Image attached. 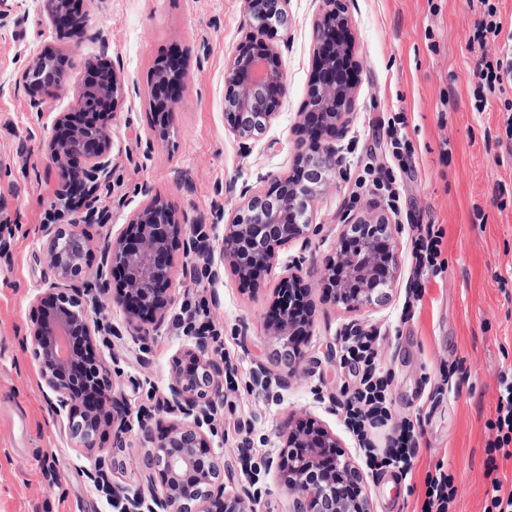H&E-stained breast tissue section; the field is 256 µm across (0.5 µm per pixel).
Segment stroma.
Instances as JSON below:
<instances>
[{"mask_svg": "<svg viewBox=\"0 0 512 512\" xmlns=\"http://www.w3.org/2000/svg\"><path fill=\"white\" fill-rule=\"evenodd\" d=\"M344 4L357 62L356 103L337 142L342 160L314 208L317 232L281 247L272 274L257 287L229 268L218 281L195 282L182 251H175L176 304L157 335L134 336L121 310L101 307L96 316L113 332L99 337V350L132 419L155 427L174 422L161 402L191 343L175 318L189 293L203 288L221 352L237 367L211 430L224 460V490L239 494L249 486L238 461L242 439L251 440L261 468L303 411L364 464L340 408L354 383L344 337L352 328L377 330L392 418L420 420L422 437L411 473H368L374 512H420L425 476L439 465L454 478L451 512H484L490 465L512 487V459H491L497 432L487 426L500 373L512 367V139L504 99L474 108L468 40L479 15L466 0ZM318 8L319 0H289L286 25L267 34L283 57L286 95L263 138L247 150L224 127V70L248 30L244 0H82L87 28L77 43L51 25L35 0L0 8V512H115L108 494L86 478L87 457L67 438V420L53 410L55 397L29 342L34 300L54 277L43 253L47 226L79 221L100 245L158 195L189 223L204 225L220 247L225 213L294 171L297 126L316 65ZM48 46L71 52L78 66L38 111L18 81L28 59ZM103 54L119 69L126 95L112 121L111 177L97 193L92 219L80 208L57 210L63 185L42 141L57 113L74 109L68 88L80 82L82 62ZM162 58L181 59L186 72L175 129L165 141L154 139L149 109L152 70ZM398 112L405 125L396 153L380 122ZM368 163L402 183L397 210L382 190L363 182ZM381 213L393 226L403 266L389 302L360 312L333 305L318 282L344 220ZM415 224L443 228L445 266L426 276L422 298L409 307L405 268ZM288 268L313 287V334L294 377L264 326L277 276ZM262 366L273 374L267 390L253 381ZM123 448L125 465L108 469L110 481L146 484L138 461L148 446L138 430L126 435Z\"/></svg>", "mask_w": 512, "mask_h": 512, "instance_id": "obj_1", "label": "stroma"}]
</instances>
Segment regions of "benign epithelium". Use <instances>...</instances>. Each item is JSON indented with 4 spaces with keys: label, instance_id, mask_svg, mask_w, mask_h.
Returning <instances> with one entry per match:
<instances>
[{
    "label": "benign epithelium",
    "instance_id": "obj_1",
    "mask_svg": "<svg viewBox=\"0 0 512 512\" xmlns=\"http://www.w3.org/2000/svg\"><path fill=\"white\" fill-rule=\"evenodd\" d=\"M70 2L39 0V6L78 42L85 25L66 18ZM287 5L288 0H245L250 30L225 69L224 125L246 147L260 139L283 105L282 54L261 35L287 23ZM313 33L317 65L298 126L306 136L296 158L300 182L288 186L284 201L276 196V188L286 179H274L265 194L245 199L224 226L221 260L229 262L244 281L264 279L272 272L282 246L315 232L313 206L340 162L338 149L324 141L344 135L346 115L356 101L353 84L338 78L339 70L354 62L349 18L341 0H321ZM50 59L61 62L67 71L75 67L71 54L53 51L40 52L27 62L19 85L37 110L44 103V91L62 83L47 68ZM100 64L106 75L92 80L99 87L100 107L94 112L58 114L54 127L68 128L67 136L55 133L45 143L60 180L71 184L66 192L75 196L79 206L90 205L93 191L110 178L112 116L124 96L115 66L103 58ZM154 71L152 92L162 97L154 131L164 140L174 130L184 65L176 59L160 60ZM74 158L85 160L76 174L70 168ZM179 244L186 255L203 260L206 274L219 278L209 236L197 224L192 230L187 228L184 218L160 197L135 210L121 232L100 251L101 267L109 269L111 278L100 279L99 294L109 306L123 311L127 327L137 336L158 331L174 304L173 253ZM45 251L54 280L36 297L39 314L29 337L40 374L55 395L54 409L66 416L70 441L94 459L88 475L96 480L105 474L106 443L121 447L122 435L132 425L129 408L114 394L109 367L95 341L102 325L73 287L90 269L95 249L75 221L51 228ZM399 266L387 219L349 221L343 225L336 255L325 263L322 288L336 305L353 311L371 308L385 303ZM309 293L299 273L282 274L265 322L269 335L295 349L288 361L290 377L299 373L305 361L300 344L312 335ZM168 392L165 409L182 414L184 421L162 433L140 421V434L151 444L140 460L141 467L151 472L148 485L132 491L113 484L112 499L123 504V512H256L258 498L249 491L224 493V461L214 454L203 431L224 396V361L210 351L205 337H195L177 360ZM185 469L195 470L197 483L183 482ZM271 470L291 498L290 512H373L362 471L343 451L336 434L309 416L288 423L283 448L265 461V471Z\"/></svg>",
    "mask_w": 512,
    "mask_h": 512
}]
</instances>
